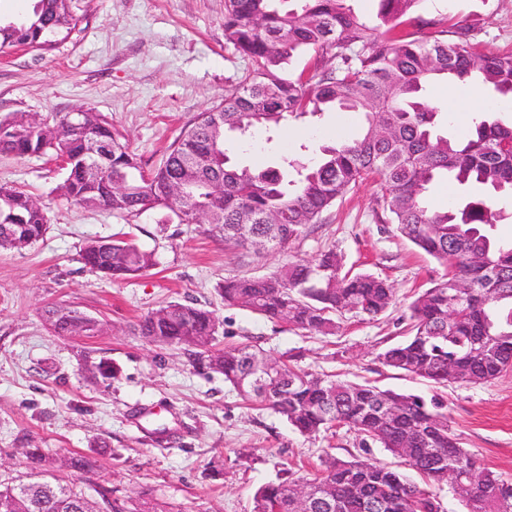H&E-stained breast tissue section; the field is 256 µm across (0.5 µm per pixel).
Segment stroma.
<instances>
[{"label": "stroma", "instance_id": "obj_1", "mask_svg": "<svg viewBox=\"0 0 512 512\" xmlns=\"http://www.w3.org/2000/svg\"><path fill=\"white\" fill-rule=\"evenodd\" d=\"M79 22L50 50L0 51V121L24 113L57 120L89 109L111 124L144 170L157 168L183 129L220 103L228 78L248 64L224 36V0H69ZM422 17L472 24L485 53L512 54V0H424ZM468 87L451 89L439 133L462 138L474 114ZM357 112H327L279 130L253 128L248 152L228 143L232 160L275 166L284 154L357 134ZM66 172L55 154L0 153V186L25 191L46 206V235L21 250H0V480L26 470L25 451L96 460L92 477L75 484L96 499V484L176 512H252L255 491L285 470L312 476L321 456L357 453L354 431L337 427L307 436L286 419L245 402L223 376L193 368L184 350L141 336L142 316L160 304L188 300L215 311L220 343L255 337L267 354L291 353L295 365L384 389L439 394L462 447L489 470L512 479V372L484 384L436 389L383 366L378 355L405 336L402 315L443 267L378 221L381 195L368 180L348 191L282 251L225 245L208 224H177L150 210L123 219L104 207L70 205ZM92 239H123L153 251L157 264L128 281L90 271L81 252ZM335 249L345 268L387 278L397 303L365 319L352 313L334 334H310L225 305L229 277H261ZM75 307L103 325L91 336H58L47 306ZM106 361L105 382L86 369Z\"/></svg>", "mask_w": 512, "mask_h": 512}]
</instances>
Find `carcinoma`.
I'll list each match as a JSON object with an SVG mask.
<instances>
[{"mask_svg": "<svg viewBox=\"0 0 512 512\" xmlns=\"http://www.w3.org/2000/svg\"><path fill=\"white\" fill-rule=\"evenodd\" d=\"M279 0H224V34L235 53L247 60L249 75L229 84L216 106L224 121L239 125L243 137L263 125L277 130L291 119L330 109L360 112L362 131L339 144L322 146L305 161L282 160L278 167L251 168L230 161L225 126L191 123L165 161L146 172L129 145L92 114L85 127L68 119L32 123L27 115L0 123V152L16 156L53 152L71 160L62 187L78 206L105 205L117 217L147 210L168 212L188 224L207 210L224 241L249 247L255 238L282 250L321 214L363 181L380 180L382 222L446 269L442 281L408 305L409 336L381 354L388 368L429 383L471 385L512 372V244L495 242L480 226L493 225L491 198L467 197L448 211L425 202L429 186L453 178L491 193L512 192V121L477 116L470 135L451 140L435 131L437 109L420 101L426 87L444 81L476 80L484 89L512 96V55L482 53L473 26L446 17L422 18V0H377L376 24L360 16L350 0H298L300 10H282ZM79 18L67 0H35L32 13L15 23L0 22V51L21 44L40 50L52 37L70 33ZM431 29L417 37L405 28ZM312 50L330 65L295 81L279 76L298 53ZM384 126L389 137L380 139ZM95 139L112 149L81 162ZM186 187L170 202L161 188L171 181ZM283 214L279 224L265 216ZM49 217L27 193L0 187V246L23 249L45 234ZM89 269L113 280L131 279L157 265L155 255L123 240H92L83 248ZM469 291L457 295L454 284ZM224 304L270 321L328 335L345 312L374 318L394 302L386 279L344 269L330 249L313 261L291 263L262 278L229 279L221 288ZM53 332L75 336L88 331L66 308L44 311ZM221 321L191 301L171 300L148 312L139 331L148 341L176 345L192 365L224 376V383L248 401L283 416L298 432L316 435L346 426L360 437L362 454L350 460L325 456L308 483L334 499L331 510L309 512H439L435 498L397 471L376 461L378 445L432 483L451 482L463 512H512V480L482 467L452 433L444 404L415 393L382 389L318 375L282 360L292 381L283 392L279 379L266 394L247 385L248 364L263 350L248 341L217 348ZM30 492L14 499V482L0 483V512H92L93 502L76 486L52 475L53 461L40 448L25 453ZM79 474L94 472L95 460L72 455L65 463ZM296 479L268 483L255 492L252 512H295ZM112 512H155L147 502L112 497Z\"/></svg>", "mask_w": 512, "mask_h": 512, "instance_id": "cac0c4a2", "label": "carcinoma"}]
</instances>
